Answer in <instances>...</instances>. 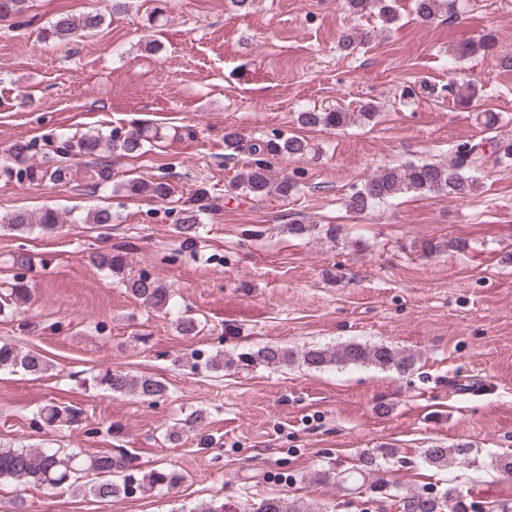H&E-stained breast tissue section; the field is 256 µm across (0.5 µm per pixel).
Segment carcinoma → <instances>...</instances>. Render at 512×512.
<instances>
[{
  "mask_svg": "<svg viewBox=\"0 0 512 512\" xmlns=\"http://www.w3.org/2000/svg\"><path fill=\"white\" fill-rule=\"evenodd\" d=\"M394 0H347L349 10L355 14L377 13L383 25L394 24L397 11ZM447 6V0H415V13L424 22H432ZM27 0H0V20H13V25L22 27L29 24L25 19ZM104 16L87 13L79 17L61 16L51 28V35L59 41H68L84 32L99 28ZM352 113L336 109L328 112L305 111L298 113V123L303 127L341 129L348 125ZM157 138L145 128L128 131L115 130L105 136L100 132L73 134L61 141L62 149L70 157H85L91 167L90 178L97 187L112 182V169L101 159V153H120L137 157L144 152L147 142ZM32 145L19 141L9 148L11 164L0 171L19 180L31 183L51 182L67 184L71 180V167L62 162L40 165L29 163ZM224 148L239 152L246 150L252 160L237 176V186L246 193L263 198L270 194L288 196L296 182L283 175L272 178L271 160L279 157L300 158L308 151V144L297 136L277 135L273 138L243 143L240 134L224 129ZM512 164V137H488V141L465 143L457 147L455 156L446 164L409 163L401 167H386L370 177L361 189L346 200V207L354 213H365L390 203L405 193H444L469 195L477 187L475 174L488 168ZM130 196L167 199L172 194L171 185L163 179L143 181L131 179L124 183ZM212 202L206 190L199 189L190 200L179 224L175 225L181 244L192 246L199 238V215L210 209ZM64 219L60 212L48 208L33 217L25 212L0 215V227L19 233L31 232L36 228L53 231L62 227ZM91 263L110 275L120 277L124 287L141 306L148 310H167L173 305L174 291L157 279L145 273H134L129 267L127 256L119 250L96 252L90 256ZM28 288L19 277L0 289V314L14 313L28 303ZM301 362L305 367L322 371L329 367L348 365H372L381 370L398 374L410 372L417 357L388 345H367L348 342L333 348L306 347L293 350L285 346L266 345L252 352H243L235 358H224L217 352L196 366L207 372L218 373L226 367L264 364L268 367ZM22 370L31 375H40L48 370L47 361L38 353L24 351L9 343H0V370ZM94 387L112 393L133 395L142 400L162 397L167 387L163 380L152 376L131 375L110 367L100 369L89 379ZM40 420L48 427H73L80 421V412L72 406L48 403L39 411ZM467 450L435 446L423 451V462L429 466L450 467L466 461ZM387 453L364 454L360 465L353 471L329 472L318 470L310 476L316 485L333 483L355 486L358 478L380 470ZM33 484L35 486L67 487L83 490L101 500L129 497L136 491L147 489H171L180 481L179 474L167 468H154L147 472L133 464L127 449L116 448L102 454L87 455L70 448H0V482ZM403 512H477L475 504L461 500L457 488L446 486L433 492H415L402 497ZM182 512H320L313 501L285 502L268 498L258 505L233 507L222 501H202Z\"/></svg>",
  "mask_w": 512,
  "mask_h": 512,
  "instance_id": "obj_1",
  "label": "carcinoma"
}]
</instances>
